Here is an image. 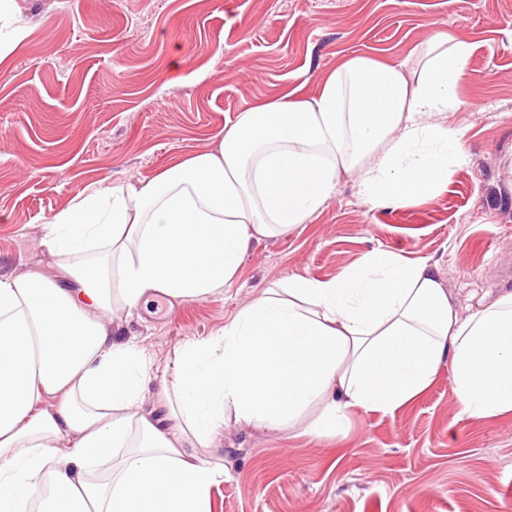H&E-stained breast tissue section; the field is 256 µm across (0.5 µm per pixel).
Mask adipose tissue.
<instances>
[{"label": "adipose tissue", "mask_w": 512, "mask_h": 512, "mask_svg": "<svg viewBox=\"0 0 512 512\" xmlns=\"http://www.w3.org/2000/svg\"><path fill=\"white\" fill-rule=\"evenodd\" d=\"M413 53L421 68L349 57L316 95L240 112L215 150L137 187L89 185L50 217L58 273L0 277V512H211L224 468L200 451L225 429L328 444L351 412L415 402L444 364L467 418L512 417V291L460 314L437 265L390 249L280 281L160 371L107 323L232 286L251 244L310 223L341 174L397 207L447 185L473 46L435 30Z\"/></svg>", "instance_id": "adipose-tissue-1"}]
</instances>
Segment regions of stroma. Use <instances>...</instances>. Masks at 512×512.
Listing matches in <instances>:
<instances>
[{
    "instance_id": "stroma-1",
    "label": "stroma",
    "mask_w": 512,
    "mask_h": 512,
    "mask_svg": "<svg viewBox=\"0 0 512 512\" xmlns=\"http://www.w3.org/2000/svg\"><path fill=\"white\" fill-rule=\"evenodd\" d=\"M435 29L474 47L448 186L375 207L341 176L310 223L250 247L230 288L157 296L120 333L162 368L273 283L379 247L438 264L460 313L492 302L512 290V0H16L0 16V274H55L43 226L84 187L212 151L258 100L314 95L351 56L400 62ZM200 455L227 470L212 512H512V417H465L446 366L408 407L352 415L339 445L236 428Z\"/></svg>"
}]
</instances>
